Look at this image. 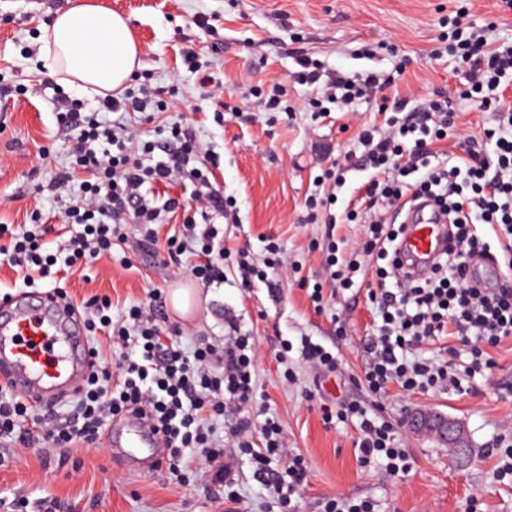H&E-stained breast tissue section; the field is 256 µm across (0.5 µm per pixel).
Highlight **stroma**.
Listing matches in <instances>:
<instances>
[{
	"instance_id": "1",
	"label": "stroma",
	"mask_w": 512,
	"mask_h": 512,
	"mask_svg": "<svg viewBox=\"0 0 512 512\" xmlns=\"http://www.w3.org/2000/svg\"><path fill=\"white\" fill-rule=\"evenodd\" d=\"M76 0H0V224L29 223L40 212L52 231L50 250L66 239L51 193L37 192L68 163L70 143L56 122L59 100L81 97L76 86L49 75L40 59L43 30L58 12ZM129 21L141 51L140 74L148 84L176 91L178 101L153 120L135 117V140L154 141L160 126L182 123L193 128L202 146L220 157L215 172L224 194L239 211V221L224 227L223 284L198 287L199 307L184 318L172 313L169 328L180 332L184 349L223 335L226 318H234L256 347L257 392L279 418L292 453L308 465L296 512H321L324 499L336 495L370 498L380 512H512V480L499 477L501 451L512 450V338L489 351L496 366L476 376L467 391L404 392L388 384L373 396L356 381L369 356L365 343L373 333V308L367 288L336 290L314 308L302 281L322 271L328 241L339 259H349L363 243L368 227L340 224L327 231L307 221L306 201L316 192L321 157L336 158L355 150L362 126H382L379 98L354 103L331 119L313 116V92L294 84L289 55L299 47L330 72L375 70L393 75L399 92L424 100L434 93L463 89L467 75L444 49L454 28L487 27L489 41H512V7L504 0H98ZM223 83L229 106L223 123L214 120L215 105L198 74L181 62L185 48ZM288 90L293 112L272 118L257 111L253 90L269 92L273 83ZM456 127L437 147L462 153L465 136H482L498 124L494 112H479L469 101L455 99ZM122 244L96 264L78 265L61 282L75 300L109 296L113 315L145 301L154 288L170 292L190 284L188 274L171 263L166 246L140 247L133 226ZM277 239L288 255L287 270L272 269L264 282L243 288L237 278L238 251L249 248L263 257L265 237ZM344 321L346 334L337 336ZM332 348L339 372L316 382L314 369L298 361L301 337ZM291 350L287 364L277 354L282 342ZM294 381H286L284 369ZM340 400L365 402L396 432L410 458L402 478L382 466L362 462L360 432L352 423H324L321 407ZM447 413L466 426L467 459L449 458L437 442L411 436L407 423L416 408ZM0 512L15 500L28 501L27 512H280L253 478L251 466L236 449L225 448L237 499L224 501V484L200 457L184 467L189 485L168 481L166 469L149 471L143 460L117 463L107 443L67 453L66 463L45 457L36 448H16L0 439Z\"/></svg>"
}]
</instances>
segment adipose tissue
Wrapping results in <instances>:
<instances>
[{
	"mask_svg": "<svg viewBox=\"0 0 512 512\" xmlns=\"http://www.w3.org/2000/svg\"><path fill=\"white\" fill-rule=\"evenodd\" d=\"M42 41V60L50 74L89 95L123 91L140 65L127 20L89 0L59 13Z\"/></svg>",
	"mask_w": 512,
	"mask_h": 512,
	"instance_id": "1",
	"label": "adipose tissue"
}]
</instances>
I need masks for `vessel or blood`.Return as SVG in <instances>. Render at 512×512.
Returning <instances> with one entry per match:
<instances>
[{"label":"vessel or blood","instance_id":"vessel-or-blood-1","mask_svg":"<svg viewBox=\"0 0 512 512\" xmlns=\"http://www.w3.org/2000/svg\"><path fill=\"white\" fill-rule=\"evenodd\" d=\"M402 215L406 230L397 258L408 278L421 279L448 249L446 219L429 201L406 206ZM89 362L78 315L53 294H42L34 304L0 301V381L16 393L33 401L57 396L72 389ZM157 439L149 424L128 415L107 442L131 456L154 452Z\"/></svg>","mask_w":512,"mask_h":512}]
</instances>
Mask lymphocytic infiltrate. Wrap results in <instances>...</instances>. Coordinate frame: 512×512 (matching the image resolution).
<instances>
[{
	"mask_svg": "<svg viewBox=\"0 0 512 512\" xmlns=\"http://www.w3.org/2000/svg\"><path fill=\"white\" fill-rule=\"evenodd\" d=\"M450 55L467 70V88L462 91L480 111L501 112L505 103L499 87L512 77V44L493 45L481 31H461L448 46ZM298 84L319 89L311 100L313 111L325 112L327 105L348 104L393 85L390 76L368 71L361 74H324L320 63L304 52H296ZM167 101L159 92L142 88L139 95H108L97 110H87L77 98L62 100L59 119L71 134L69 167L54 174L44 189L65 199L61 216L73 228L67 255L45 252V225L36 223L22 232L0 225V257L25 272L26 285L66 274L76 261L90 264L111 255L112 243L121 238V227L138 225L142 244L157 243V226L181 216L177 234L168 237L171 260H184L190 275L202 285L224 280V240L217 220L233 213L223 190L212 179L218 164L216 152H200L190 127H165V150L155 142H134L126 113L163 112ZM381 111L389 119L386 129L366 127L359 131L361 154H348L323 173L328 197L346 183L348 172L370 169L357 199L342 214H326L327 228L356 223L369 227L356 258L339 265L335 245H328L327 282L342 288L355 287L363 271L361 259L375 257V287L369 299L375 305L376 334L366 344L371 356L364 375L367 392L379 393L393 383L404 390L448 388L462 390V380L490 369L483 345L499 344L512 337V288L505 283L482 288L468 275L474 254L491 255L512 269V137L501 129L488 128L483 141H471L452 162L435 161L434 144L446 138L456 116L449 95L434 94L416 104L411 98H384ZM102 112L114 113L110 122L99 120ZM85 178L78 196H71L74 171ZM187 181L192 185V211L183 212L180 200L158 197L160 184ZM432 199L454 227L455 241L445 258L429 276L418 281L400 277L394 244L401 234L388 220L400 202ZM490 225L495 243L482 241L472 224ZM326 282V283H327ZM92 316L85 325L90 335L106 337L116 355L108 364L98 348H91L92 369L82 387L72 395L69 420L57 421L54 406L36 404L0 387V438L21 448L47 451L98 443L112 420L135 413L150 420L158 431L167 469L186 455L201 452L210 463L224 451L214 440L215 426L226 410L239 418L230 431L229 442L253 465V477L281 499H290L302 486L308 469L301 455H294L287 470L274 468L277 458L288 453L284 430L274 417L254 424L251 412L256 403L254 344L249 337L231 334L220 343H199L185 351L177 339L162 341L165 317L161 311L162 291L154 289L148 304L131 305L121 322L112 320V302L101 297L85 301ZM455 342L444 360L412 359L415 344L437 338ZM468 349L469 367L458 370L461 349ZM325 422L354 418L361 437L358 447L363 462L381 458L391 475L408 473V454L399 448L388 425L379 423L369 408L357 401L324 407Z\"/></svg>",
	"mask_w": 512,
	"mask_h": 512,
	"instance_id": "lymphocytic-infiltrate-1",
	"label": "lymphocytic infiltrate"
}]
</instances>
